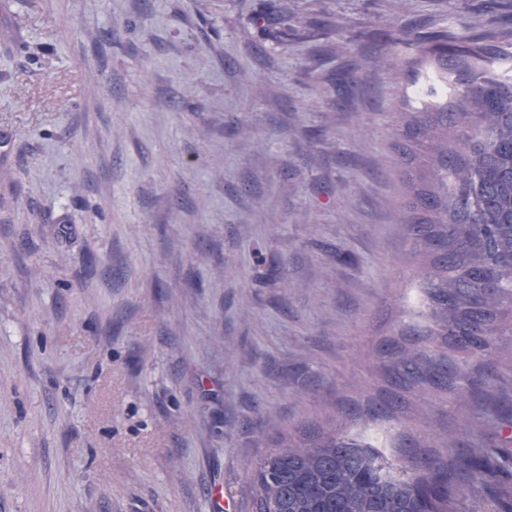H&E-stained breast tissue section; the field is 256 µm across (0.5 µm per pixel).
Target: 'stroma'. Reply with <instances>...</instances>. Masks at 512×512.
Returning a JSON list of instances; mask_svg holds the SVG:
<instances>
[{"instance_id": "obj_1", "label": "stroma", "mask_w": 512, "mask_h": 512, "mask_svg": "<svg viewBox=\"0 0 512 512\" xmlns=\"http://www.w3.org/2000/svg\"><path fill=\"white\" fill-rule=\"evenodd\" d=\"M11 2L0 512H209L217 484L251 512L278 430L334 424L418 463L497 442L512 362L475 365L465 408L382 373L417 265L380 36L512 42V0ZM282 3L308 24L265 37Z\"/></svg>"}]
</instances>
